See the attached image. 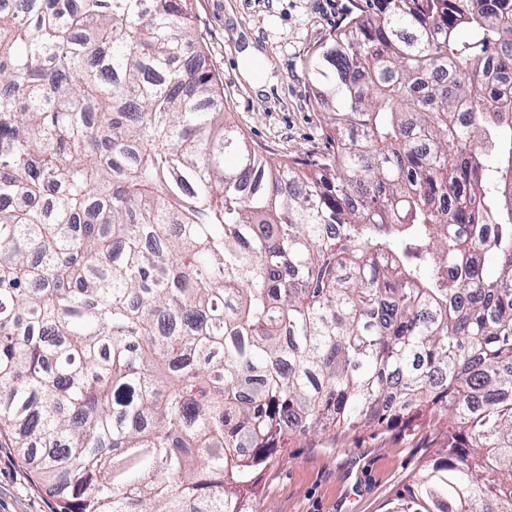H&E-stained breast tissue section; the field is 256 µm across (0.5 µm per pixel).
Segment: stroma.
<instances>
[{
	"label": "stroma",
	"mask_w": 512,
	"mask_h": 512,
	"mask_svg": "<svg viewBox=\"0 0 512 512\" xmlns=\"http://www.w3.org/2000/svg\"><path fill=\"white\" fill-rule=\"evenodd\" d=\"M364 0H189L202 46L224 84V117L273 162H315L331 142L305 61ZM255 47L269 93L241 75ZM442 440L426 427L303 438L283 449L249 496L250 512H385ZM48 487L15 449L0 446V512H54Z\"/></svg>",
	"instance_id": "35a3bbf8"
}]
</instances>
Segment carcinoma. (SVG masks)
<instances>
[{"label": "carcinoma", "mask_w": 512, "mask_h": 512, "mask_svg": "<svg viewBox=\"0 0 512 512\" xmlns=\"http://www.w3.org/2000/svg\"><path fill=\"white\" fill-rule=\"evenodd\" d=\"M305 70L314 170L187 0H0V441L55 512H248L398 420L443 447L386 512H512V0H366Z\"/></svg>", "instance_id": "obj_1"}]
</instances>
